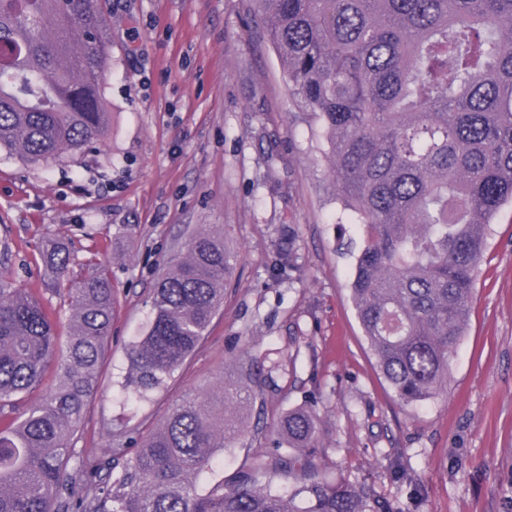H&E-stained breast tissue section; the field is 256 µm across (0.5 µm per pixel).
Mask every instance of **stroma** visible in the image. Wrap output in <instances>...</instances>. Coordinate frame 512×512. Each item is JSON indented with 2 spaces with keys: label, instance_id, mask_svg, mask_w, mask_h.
<instances>
[{
  "label": "stroma",
  "instance_id": "obj_1",
  "mask_svg": "<svg viewBox=\"0 0 512 512\" xmlns=\"http://www.w3.org/2000/svg\"><path fill=\"white\" fill-rule=\"evenodd\" d=\"M107 20L108 137L48 165L0 150V261L17 287L45 293L50 236L67 239L71 274L92 256L111 270L112 382L79 447L109 456L250 369L257 397L216 477L288 453L280 420L312 395L330 478L367 481L394 512H512V205L491 226L446 393L401 405L351 299L357 229L336 221L325 142L288 91L255 0H109ZM204 228L231 256L224 304L161 388L122 403L155 285ZM290 253L295 266L282 269Z\"/></svg>",
  "mask_w": 512,
  "mask_h": 512
}]
</instances>
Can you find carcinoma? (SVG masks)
<instances>
[{"mask_svg": "<svg viewBox=\"0 0 512 512\" xmlns=\"http://www.w3.org/2000/svg\"><path fill=\"white\" fill-rule=\"evenodd\" d=\"M288 89L327 144L336 203L358 225L350 290L383 377L403 405L444 391L490 224L512 205V0H257ZM106 0H0V149L30 161L75 154L111 127L102 73ZM41 258L56 313L0 267V512H390L361 482L330 481L304 452L315 413L280 422L296 452L200 487L228 424L206 396L176 405L121 465L76 444L104 376L116 298L109 269L66 277L68 245ZM231 272L202 229L166 267L145 336L128 352L127 399L161 387L201 346ZM38 401L25 406L30 395ZM249 405L251 387L224 384ZM296 481L283 497L260 476Z\"/></svg>", "mask_w": 512, "mask_h": 512, "instance_id": "1", "label": "carcinoma"}]
</instances>
